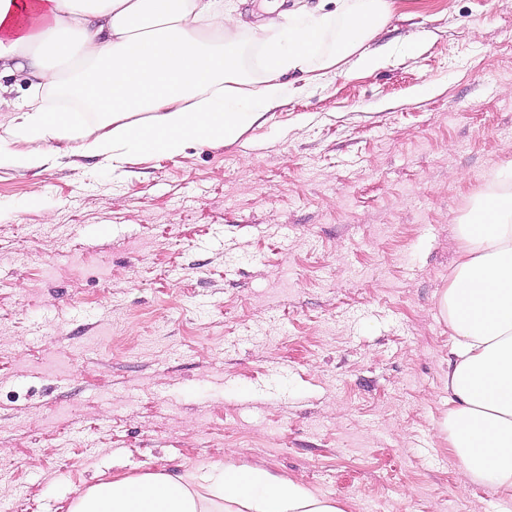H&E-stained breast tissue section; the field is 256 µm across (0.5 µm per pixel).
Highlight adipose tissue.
<instances>
[{"instance_id":"1","label":"adipose tissue","mask_w":512,"mask_h":512,"mask_svg":"<svg viewBox=\"0 0 512 512\" xmlns=\"http://www.w3.org/2000/svg\"><path fill=\"white\" fill-rule=\"evenodd\" d=\"M393 0H345L334 11L285 22L270 18L257 90L240 66L235 20L224 0H0V72L24 65L41 83L0 132V163L40 168L49 140H76L114 162L175 156L236 142L260 110L284 99L282 81L307 70L328 35L336 49L322 70L357 56L389 20ZM96 62L83 86L99 118L46 108L58 62ZM458 260L439 297L450 333L448 413L440 430L474 482L512 497V181L497 178L456 229ZM67 512H344L302 482L260 468L211 464L174 476L116 477L77 491Z\"/></svg>"}]
</instances>
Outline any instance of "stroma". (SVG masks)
<instances>
[{
  "label": "stroma",
  "mask_w": 512,
  "mask_h": 512,
  "mask_svg": "<svg viewBox=\"0 0 512 512\" xmlns=\"http://www.w3.org/2000/svg\"><path fill=\"white\" fill-rule=\"evenodd\" d=\"M254 32L325 0H224ZM363 52L232 145L0 167V507L260 467L345 512H512L469 481L439 295L512 165V0H394Z\"/></svg>",
  "instance_id": "35a3bbf8"
}]
</instances>
